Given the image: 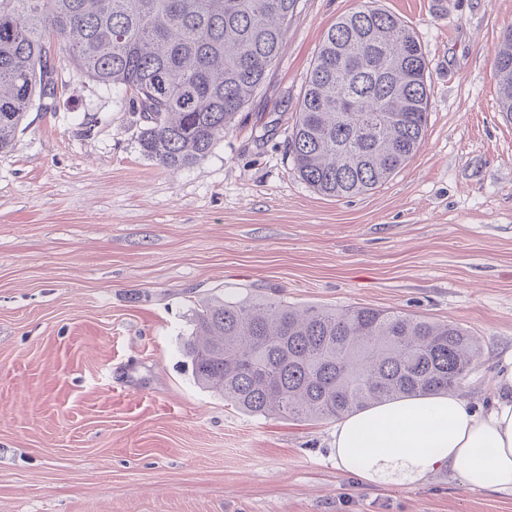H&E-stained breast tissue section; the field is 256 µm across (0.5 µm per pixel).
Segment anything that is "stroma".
Here are the masks:
<instances>
[{
	"label": "stroma",
	"instance_id": "obj_1",
	"mask_svg": "<svg viewBox=\"0 0 512 512\" xmlns=\"http://www.w3.org/2000/svg\"><path fill=\"white\" fill-rule=\"evenodd\" d=\"M364 0H299L232 130L171 172L128 97L65 53L0 154V512H512L448 470L419 486L337 469L335 421L252 417L201 389L180 338L202 302L396 309L468 329L474 406L512 355V119L495 49L512 0H373L431 77L417 153L353 198L301 180L285 140L329 28Z\"/></svg>",
	"mask_w": 512,
	"mask_h": 512
}]
</instances>
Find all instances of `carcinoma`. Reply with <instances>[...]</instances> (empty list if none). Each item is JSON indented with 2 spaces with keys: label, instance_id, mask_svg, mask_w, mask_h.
Listing matches in <instances>:
<instances>
[{
  "label": "carcinoma",
  "instance_id": "cac0c4a2",
  "mask_svg": "<svg viewBox=\"0 0 512 512\" xmlns=\"http://www.w3.org/2000/svg\"><path fill=\"white\" fill-rule=\"evenodd\" d=\"M298 0H0V152L35 97L54 96L55 49L140 112L144 154L177 171L205 158L279 59ZM428 66L416 33L363 5L324 36L287 153L322 194L382 185L418 150ZM512 117V28L494 57ZM480 353L467 329L393 309L242 298L207 303L181 354L194 382L251 416L342 419L454 389Z\"/></svg>",
  "mask_w": 512,
  "mask_h": 512
}]
</instances>
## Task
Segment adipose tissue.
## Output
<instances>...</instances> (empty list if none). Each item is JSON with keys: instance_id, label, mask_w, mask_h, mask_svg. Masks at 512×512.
<instances>
[{"instance_id": "adipose-tissue-1", "label": "adipose tissue", "mask_w": 512, "mask_h": 512, "mask_svg": "<svg viewBox=\"0 0 512 512\" xmlns=\"http://www.w3.org/2000/svg\"><path fill=\"white\" fill-rule=\"evenodd\" d=\"M489 411L457 393L394 400L337 426L338 469L366 485H419L451 470L475 490L512 492V357L500 364Z\"/></svg>"}]
</instances>
